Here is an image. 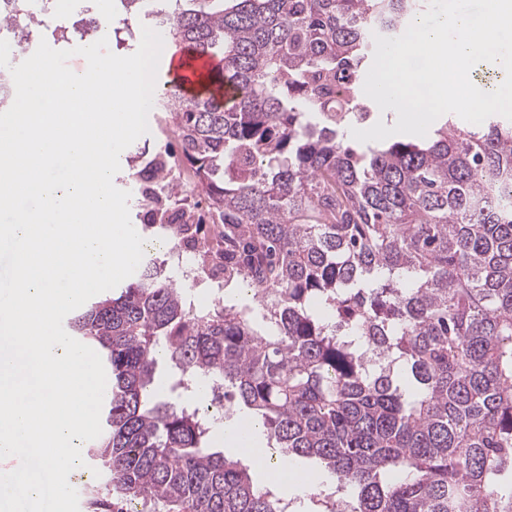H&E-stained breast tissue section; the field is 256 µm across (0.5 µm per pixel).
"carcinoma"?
Segmentation results:
<instances>
[{"mask_svg": "<svg viewBox=\"0 0 512 512\" xmlns=\"http://www.w3.org/2000/svg\"><path fill=\"white\" fill-rule=\"evenodd\" d=\"M123 2L224 60L213 89L154 96L180 157L128 156L144 229L241 279L274 332L220 299L186 306L148 252L119 296L71 318L111 381L88 451L107 494L90 512H281L206 447L179 393L195 379L269 425L278 455L324 463L349 512H512V121L449 118L421 144L361 151L347 137L373 105L359 80L373 34L398 36L423 0ZM24 9L0 26L28 39ZM14 97L1 68L0 100Z\"/></svg>", "mask_w": 512, "mask_h": 512, "instance_id": "carcinoma-1", "label": "carcinoma"}]
</instances>
